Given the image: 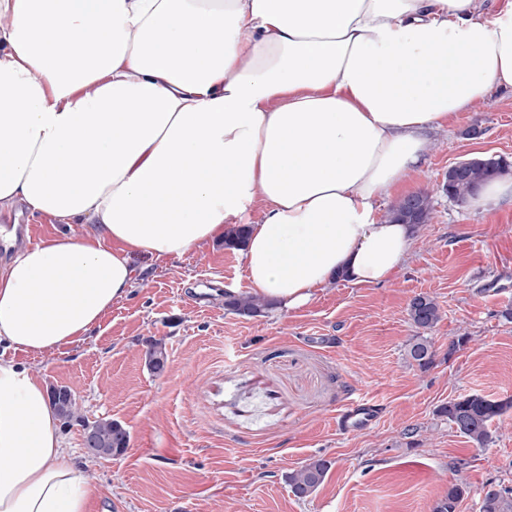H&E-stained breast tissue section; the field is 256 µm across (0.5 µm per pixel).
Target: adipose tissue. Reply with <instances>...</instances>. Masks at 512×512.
Masks as SVG:
<instances>
[{"mask_svg":"<svg viewBox=\"0 0 512 512\" xmlns=\"http://www.w3.org/2000/svg\"><path fill=\"white\" fill-rule=\"evenodd\" d=\"M0 17V203L64 226L21 250L0 226V344L35 355L87 338L134 257L223 242L258 202L252 296L291 311L390 281L417 228L379 200L430 130L512 87V5L487 21L478 0H0ZM88 499L44 379L0 361V512Z\"/></svg>","mask_w":512,"mask_h":512,"instance_id":"adipose-tissue-1","label":"adipose tissue"}]
</instances>
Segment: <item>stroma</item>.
Instances as JSON below:
<instances>
[{
  "instance_id": "1",
  "label": "stroma",
  "mask_w": 512,
  "mask_h": 512,
  "mask_svg": "<svg viewBox=\"0 0 512 512\" xmlns=\"http://www.w3.org/2000/svg\"><path fill=\"white\" fill-rule=\"evenodd\" d=\"M473 157L512 161V88L432 131L419 171L380 200L383 217L418 191L433 206L387 283H339L301 309L242 317L224 308L225 289L249 291L242 258L204 245L136 258L141 278L82 342L42 356L0 349L68 387L85 419L127 429L129 447L112 460L88 457L79 424L62 429L94 487L88 512H432L454 484L466 490L457 512H479L487 485L512 487V410L484 447L435 414L474 392L512 399V319L502 316L512 310V209L476 212L442 191L449 167ZM4 223L21 248L56 231L18 205L0 208ZM422 293L443 311L424 372L406 357L416 334L407 308ZM460 336L466 344L449 353ZM152 341L168 354L160 376L146 365ZM357 392L379 401L380 419L338 433L336 412ZM316 456L331 468L298 499L286 476Z\"/></svg>"
}]
</instances>
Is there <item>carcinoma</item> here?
I'll return each mask as SVG.
<instances>
[{"label": "carcinoma", "instance_id": "carcinoma-1", "mask_svg": "<svg viewBox=\"0 0 512 512\" xmlns=\"http://www.w3.org/2000/svg\"><path fill=\"white\" fill-rule=\"evenodd\" d=\"M512 164L504 159L475 157L460 166L448 169L443 191L448 199L458 204L465 203L474 190L482 183L508 170ZM431 198L425 191L405 196L390 208L388 218L403 224L418 227L431 219ZM224 308L243 317H257L271 309V304L251 295L240 294L224 299ZM408 315L417 335L412 337L406 348V356L421 371L430 369L435 363V350L425 333L432 330L441 319L438 303L428 295H416L408 305ZM151 372L157 374L167 366V355L161 345L153 343L146 352ZM54 405L63 425L74 421L92 432L97 447L114 457L122 456L129 446V433L124 426L112 419L89 422L78 414L75 398L70 390L59 388ZM512 408V400H492L480 394H469L452 399L436 409V415L462 436L478 446H485L491 440V422ZM330 469V463L321 457L311 458L304 465L288 473V485L298 498H307L323 484ZM464 490L458 485L448 487V493L439 499L434 512H456L463 498ZM480 512H512V488H499L483 495Z\"/></svg>", "mask_w": 512, "mask_h": 512}]
</instances>
